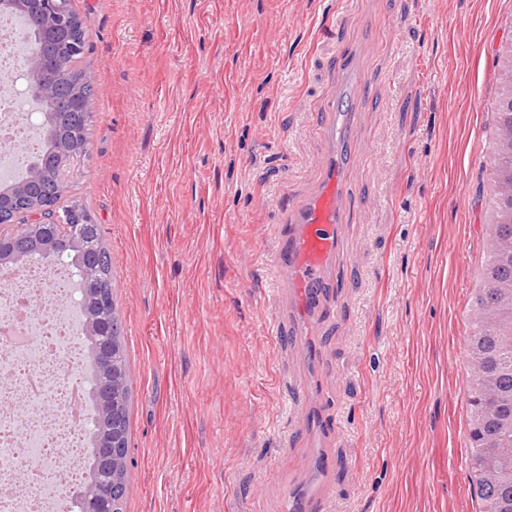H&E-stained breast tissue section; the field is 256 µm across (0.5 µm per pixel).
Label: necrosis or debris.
I'll use <instances>...</instances> for the list:
<instances>
[{"label":"necrosis or debris","mask_w":512,"mask_h":512,"mask_svg":"<svg viewBox=\"0 0 512 512\" xmlns=\"http://www.w3.org/2000/svg\"><path fill=\"white\" fill-rule=\"evenodd\" d=\"M38 144L24 91L0 97V133ZM75 280L66 266L0 277V512H58L84 476L91 414Z\"/></svg>","instance_id":"4bbe7bcc"}]
</instances>
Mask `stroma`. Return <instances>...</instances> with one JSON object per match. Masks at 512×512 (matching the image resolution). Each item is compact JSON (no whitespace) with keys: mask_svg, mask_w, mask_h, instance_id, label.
Listing matches in <instances>:
<instances>
[{"mask_svg":"<svg viewBox=\"0 0 512 512\" xmlns=\"http://www.w3.org/2000/svg\"><path fill=\"white\" fill-rule=\"evenodd\" d=\"M70 7L97 106L69 178L111 253L131 377L124 512H279L318 442L331 512H481L465 343L512 0ZM346 55L368 86L312 370L273 262Z\"/></svg>","mask_w":512,"mask_h":512,"instance_id":"obj_1","label":"stroma"}]
</instances>
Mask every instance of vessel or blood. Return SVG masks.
<instances>
[{
	"label": "vessel or blood",
	"instance_id": "obj_1",
	"mask_svg": "<svg viewBox=\"0 0 512 512\" xmlns=\"http://www.w3.org/2000/svg\"><path fill=\"white\" fill-rule=\"evenodd\" d=\"M341 67L347 75V99L364 91L366 80L353 62L342 60ZM347 99L331 105L325 114L321 125L324 142L321 185L314 195L292 208L290 224L282 235L275 260L277 272L287 273L291 295L303 316L315 313L335 285L329 271L336 265L340 227L347 220L346 150L355 119ZM283 512H330L322 485L287 494Z\"/></svg>",
	"mask_w": 512,
	"mask_h": 512
}]
</instances>
